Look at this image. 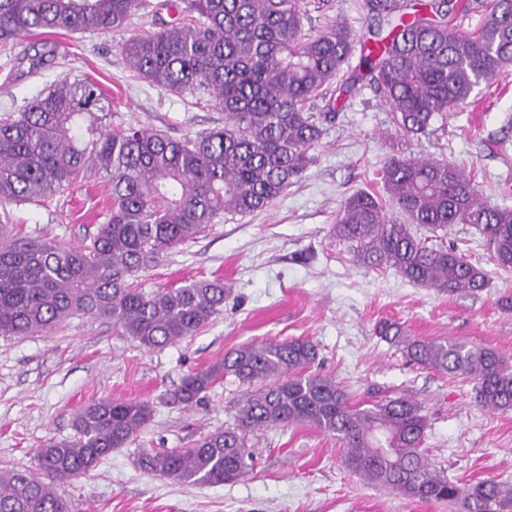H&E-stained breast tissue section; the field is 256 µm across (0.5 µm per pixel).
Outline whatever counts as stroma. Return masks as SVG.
I'll list each match as a JSON object with an SVG mask.
<instances>
[{"label":"stroma","instance_id":"obj_1","mask_svg":"<svg viewBox=\"0 0 512 512\" xmlns=\"http://www.w3.org/2000/svg\"><path fill=\"white\" fill-rule=\"evenodd\" d=\"M303 8L311 33L337 20L359 34L368 29L356 0H304ZM182 18L170 0H144L126 25L109 33L41 34L0 48V116L24 110L65 74L104 89L111 107L106 123L114 129L132 124L183 141L223 126V112L206 95L152 85L122 53L131 35ZM46 47L50 55L30 69V58ZM472 99L402 150L455 162L471 174L482 200L512 207V65L476 88ZM389 121L374 90L362 87L327 124L304 177L269 209L221 215L141 274L137 283L146 292L223 281L230 290L223 312L195 336L147 350L84 315L48 335L0 337V469L32 466L38 448L72 435L76 412L91 401L146 400L153 412L140 435L89 476L59 486L70 512H462L362 481L343 467L340 442L308 424L251 434L254 468L233 483L176 484L141 470L142 449L190 447L232 424L245 398V386L228 375L199 406L168 405L166 393L186 374L252 341L300 339L318 346L312 373L335 379L353 400L406 394L422 402L429 421L423 447L450 479L512 483V411L480 407L472 383L410 363L375 332L379 322H395L412 338L486 346L512 363V312L497 306L512 295V272L496 269L469 224L450 227L442 242L490 274V287L476 296L440 293L394 270L359 264L331 232L347 197L381 192ZM109 203L107 177L91 171L64 192L10 205V222L32 239L76 242Z\"/></svg>","mask_w":512,"mask_h":512}]
</instances>
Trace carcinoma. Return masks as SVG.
<instances>
[{"instance_id":"obj_1","label":"carcinoma","mask_w":512,"mask_h":512,"mask_svg":"<svg viewBox=\"0 0 512 512\" xmlns=\"http://www.w3.org/2000/svg\"><path fill=\"white\" fill-rule=\"evenodd\" d=\"M185 21L122 46L129 66L172 93L202 91L224 112V127L175 140L129 126L106 129L110 104L92 81L62 75L23 111L0 117V206L71 188L91 170L111 186L112 203L78 243L7 234L0 213V336L49 334L69 318L97 317L153 350L196 335L224 309L219 280L145 292L133 285L219 214L268 208L309 167L322 121H332L356 85L368 81L391 115L390 154L380 173L386 198H347L332 232L357 262L391 268L410 283L450 295L490 287L488 274L454 246L430 245L413 227L436 234L471 224L494 265L512 271V208L478 197L475 184L446 159L406 157L398 137L429 134L433 120L469 104L482 81L512 64V0H490L480 27L448 21V0L408 11L406 0H361L366 17L391 25L363 43L350 66L355 34L342 21L303 31L302 0H182ZM141 0H0V46L45 33H109ZM329 97L323 119L311 112ZM378 333L415 363L473 383L477 402L512 410V366L493 349L454 340L419 341L384 321ZM316 346L305 340L249 343L187 374L167 394L175 407L198 404L224 375L251 388L234 423L189 448L145 450L141 469L175 483L222 485L254 465L249 435L307 423L342 444L345 468L408 499L459 505L462 512H512V484L494 478L463 486L433 468L423 441L424 406L409 396L364 406L335 380L312 374ZM151 418L143 400L104 398L74 417V435L38 449L35 467L0 470V512H69L57 486L91 473Z\"/></svg>"}]
</instances>
